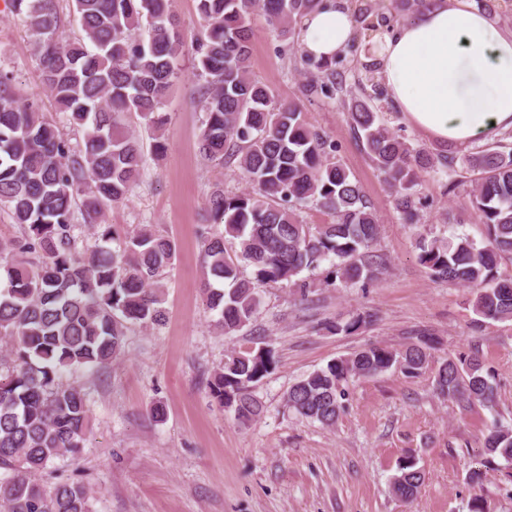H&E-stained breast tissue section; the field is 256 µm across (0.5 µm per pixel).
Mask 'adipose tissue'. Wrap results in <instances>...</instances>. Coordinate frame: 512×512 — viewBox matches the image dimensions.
I'll return each mask as SVG.
<instances>
[{
    "instance_id": "obj_1",
    "label": "adipose tissue",
    "mask_w": 512,
    "mask_h": 512,
    "mask_svg": "<svg viewBox=\"0 0 512 512\" xmlns=\"http://www.w3.org/2000/svg\"><path fill=\"white\" fill-rule=\"evenodd\" d=\"M302 26V48L318 58L355 32L347 0ZM370 59L395 109L442 144L460 148L512 129V31L497 28L473 0H431L377 40Z\"/></svg>"
}]
</instances>
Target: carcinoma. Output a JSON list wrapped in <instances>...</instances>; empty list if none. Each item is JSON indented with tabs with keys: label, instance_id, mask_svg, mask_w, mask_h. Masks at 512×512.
<instances>
[{
	"label": "carcinoma",
	"instance_id": "cac0c4a2",
	"mask_svg": "<svg viewBox=\"0 0 512 512\" xmlns=\"http://www.w3.org/2000/svg\"><path fill=\"white\" fill-rule=\"evenodd\" d=\"M71 2L80 36L63 42L56 0H9L37 37L42 84L62 117L82 132L83 145L72 147L37 100L21 99L13 74L0 71V207L20 228V235L0 240V341L6 344L0 351V512H92V492L84 484L48 487L36 479L55 459L78 454L89 429L87 393L62 378L111 364L131 327L163 324L164 274L177 253L175 242L150 224L121 239L104 220L109 206L128 198L147 155L166 151L159 134L168 121L162 107L184 53L172 22L173 0ZM329 6L330 0H197L201 34L191 55L205 112L199 153L207 162L235 164L251 185L234 193L217 182L207 200L208 222L224 231L202 233V297L226 336L257 313L260 283L286 282L304 298L312 288L301 277L305 270L322 266L328 282L370 284L386 268L373 250L378 218L359 182L336 160V145L250 71L254 17L264 18L294 50L303 19ZM353 16L358 36L390 26V18L365 0ZM299 58L305 95L347 96L354 133L404 223L419 221L417 187L424 178H438L450 193L461 170L479 174L471 204L487 227L485 242L423 240L418 259L432 279L470 288L476 315L512 320V276L498 272L502 256L512 255V147L501 139L458 159L414 146L382 121L385 90L376 64L348 91L336 69L342 54L323 60L302 51ZM134 113L153 129L148 144L126 128ZM309 205L329 221L306 224L301 211ZM77 210L95 239L90 248L78 247ZM228 237L236 243L232 251ZM430 349L371 345L334 359L288 389V408L329 427L343 411L349 378L392 368L415 376L429 367L439 396L493 405V375L478 352L433 366ZM274 367L264 347L233 350L212 373L209 393L237 420L253 421L262 413L255 387ZM484 454L468 472L472 484L482 481V468L512 463V429L489 427ZM424 480L416 458L406 456L392 492L411 503Z\"/></svg>",
	"mask_w": 512,
	"mask_h": 512
}]
</instances>
